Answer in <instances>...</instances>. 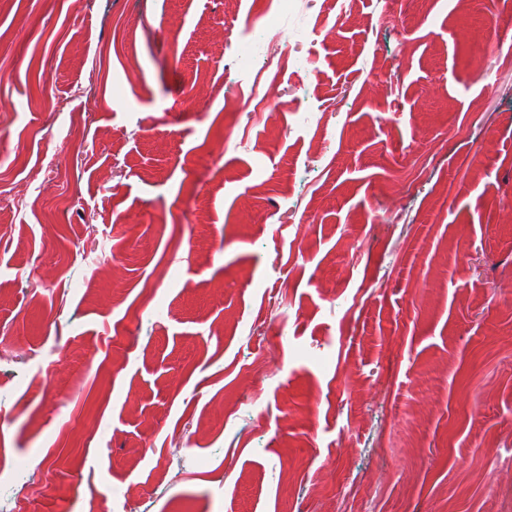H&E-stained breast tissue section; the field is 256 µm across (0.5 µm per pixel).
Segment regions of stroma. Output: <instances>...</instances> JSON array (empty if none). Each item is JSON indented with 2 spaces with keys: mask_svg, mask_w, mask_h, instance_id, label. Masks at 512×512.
I'll return each mask as SVG.
<instances>
[{
  "mask_svg": "<svg viewBox=\"0 0 512 512\" xmlns=\"http://www.w3.org/2000/svg\"><path fill=\"white\" fill-rule=\"evenodd\" d=\"M252 2L0 0V512H512V11Z\"/></svg>",
  "mask_w": 512,
  "mask_h": 512,
  "instance_id": "stroma-1",
  "label": "stroma"
}]
</instances>
